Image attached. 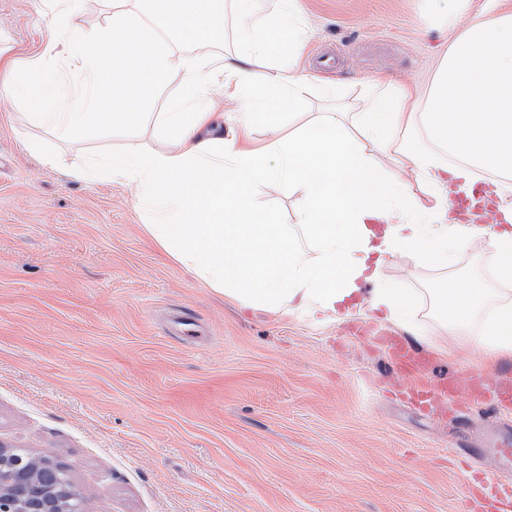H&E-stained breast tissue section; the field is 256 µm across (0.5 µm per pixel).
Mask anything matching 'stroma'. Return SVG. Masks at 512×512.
<instances>
[{
  "label": "stroma",
  "instance_id": "obj_1",
  "mask_svg": "<svg viewBox=\"0 0 512 512\" xmlns=\"http://www.w3.org/2000/svg\"><path fill=\"white\" fill-rule=\"evenodd\" d=\"M47 0H0V58L45 64L57 94H0V448L46 454L84 492L87 512H470L459 483L477 460L464 429L492 428L486 407L464 424L437 420L396 398L402 376L383 336L433 352L430 376L483 363L480 349L448 354L431 293L448 273L499 294L486 243L466 244L454 270L405 254L386 259L383 284L417 293L411 329L370 318L355 333L339 317L242 305L171 259L146 232L136 187L72 176L90 158L168 151L158 117L182 94L180 74L156 89L123 128L88 123L59 137L34 111L75 101L79 77L61 68L44 26ZM449 0H296L297 69L309 94L281 117L294 135L323 114L352 128L372 86L427 94L442 56L468 22L447 25ZM224 40L176 54L205 69L236 48ZM334 90L335 98L325 97ZM35 141L55 166L28 150ZM191 317L198 334L181 336Z\"/></svg>",
  "mask_w": 512,
  "mask_h": 512
}]
</instances>
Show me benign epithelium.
I'll list each match as a JSON object with an SVG mask.
<instances>
[{
	"label": "benign epithelium",
	"instance_id": "7a95c632",
	"mask_svg": "<svg viewBox=\"0 0 512 512\" xmlns=\"http://www.w3.org/2000/svg\"><path fill=\"white\" fill-rule=\"evenodd\" d=\"M51 465L47 456L0 448V512H75L71 501L84 494L45 482Z\"/></svg>",
	"mask_w": 512,
	"mask_h": 512
}]
</instances>
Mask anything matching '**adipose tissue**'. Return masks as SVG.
<instances>
[{
  "mask_svg": "<svg viewBox=\"0 0 512 512\" xmlns=\"http://www.w3.org/2000/svg\"><path fill=\"white\" fill-rule=\"evenodd\" d=\"M147 2L157 20L201 45L223 33L224 0H195L180 10L174 0ZM266 2L235 0L239 50L220 62L215 83L140 25L127 0H113L111 27L64 43L60 53L81 79V97L65 111L39 113V120L62 135L90 118L125 125L150 90L180 73L186 91L160 115L171 148L112 155L98 166L138 187L151 217L145 230L174 261L238 302L325 318L381 311L404 324L419 296L387 285L365 299L359 280L397 253L453 267L465 243L483 238L498 278L511 281L512 227L449 221L448 183L469 191L474 172H512V19L497 18L493 0H486L442 61L419 111L406 108L409 90L375 89L355 116L367 139L362 145L330 117L280 137L281 113L302 99L309 82L292 66L301 38L294 0H279L273 12ZM220 96L239 114L228 132L213 122ZM257 114L272 137L277 167H269L267 152L246 146ZM381 155L415 173L431 206L379 170ZM278 186L302 191L299 222L313 251L266 209L264 194ZM434 294L449 335L481 349L488 365L512 358L511 301L464 277L439 281ZM483 310L489 316L473 332Z\"/></svg>",
  "mask_w": 512,
  "mask_h": 512,
  "instance_id": "1",
  "label": "adipose tissue"
}]
</instances>
